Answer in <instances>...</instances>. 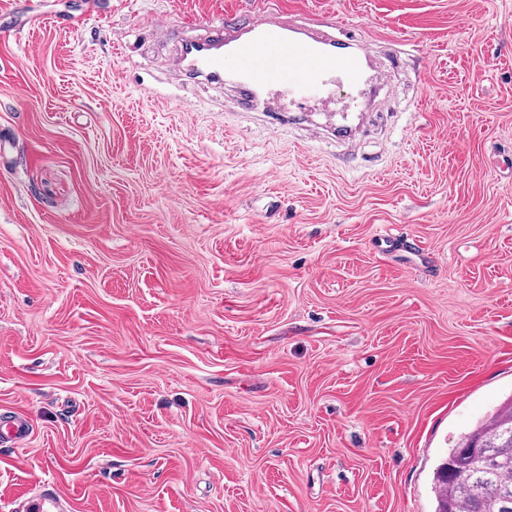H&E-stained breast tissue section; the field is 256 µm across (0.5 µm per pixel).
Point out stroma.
I'll return each instance as SVG.
<instances>
[{
    "label": "stroma",
    "instance_id": "stroma-1",
    "mask_svg": "<svg viewBox=\"0 0 512 512\" xmlns=\"http://www.w3.org/2000/svg\"><path fill=\"white\" fill-rule=\"evenodd\" d=\"M0 0V512H433L512 397V0ZM275 7L401 68L243 105L182 41ZM86 13L72 29L67 17ZM165 19L161 36L144 16ZM31 427V421L28 417L0 419V442L16 445L28 437ZM25 512H60L59 500L54 488L47 489L43 493L30 496L23 504Z\"/></svg>",
    "mask_w": 512,
    "mask_h": 512
}]
</instances>
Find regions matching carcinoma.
<instances>
[{"instance_id":"1","label":"carcinoma","mask_w":512,"mask_h":512,"mask_svg":"<svg viewBox=\"0 0 512 512\" xmlns=\"http://www.w3.org/2000/svg\"><path fill=\"white\" fill-rule=\"evenodd\" d=\"M434 512H512V400L437 466Z\"/></svg>"}]
</instances>
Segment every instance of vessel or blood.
<instances>
[{"instance_id":"1","label":"vessel or blood","mask_w":512,"mask_h":512,"mask_svg":"<svg viewBox=\"0 0 512 512\" xmlns=\"http://www.w3.org/2000/svg\"><path fill=\"white\" fill-rule=\"evenodd\" d=\"M231 46L243 64L247 82L243 90L254 97L256 89L284 85L289 98L298 103L323 102L332 88L346 83L358 85L363 77L360 55L365 41L356 35L341 38L283 20L265 12L246 24L222 23L205 41L187 43L182 52L185 70L193 77L221 79L224 57L221 47ZM31 432L26 417L0 419V442L19 443ZM24 512H60L55 490L26 498Z\"/></svg>"}]
</instances>
